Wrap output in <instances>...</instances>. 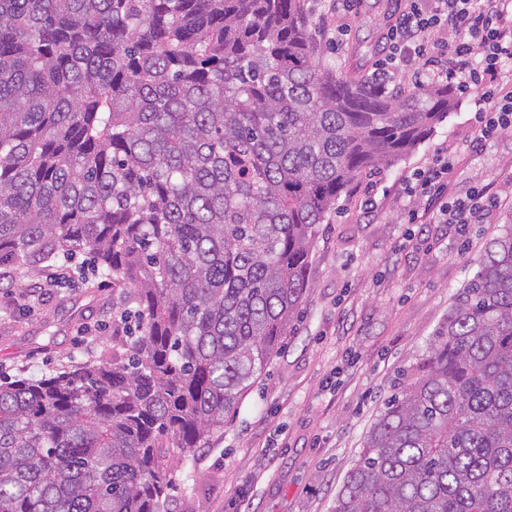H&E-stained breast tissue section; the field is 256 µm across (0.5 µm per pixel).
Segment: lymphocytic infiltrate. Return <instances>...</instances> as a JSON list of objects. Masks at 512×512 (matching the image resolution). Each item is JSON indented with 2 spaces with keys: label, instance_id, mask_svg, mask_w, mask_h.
<instances>
[{
  "label": "lymphocytic infiltrate",
  "instance_id": "lymphocytic-infiltrate-1",
  "mask_svg": "<svg viewBox=\"0 0 512 512\" xmlns=\"http://www.w3.org/2000/svg\"><path fill=\"white\" fill-rule=\"evenodd\" d=\"M384 61L375 72L395 79L423 61L420 79L448 82L483 101L475 127L482 141L512 127V0H402L384 35ZM454 158L438 153L415 173L405 191L448 224H482L496 201L487 187L460 198L449 195Z\"/></svg>",
  "mask_w": 512,
  "mask_h": 512
}]
</instances>
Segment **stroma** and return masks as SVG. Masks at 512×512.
Masks as SVG:
<instances>
[{
  "instance_id": "obj_1",
  "label": "stroma",
  "mask_w": 512,
  "mask_h": 512,
  "mask_svg": "<svg viewBox=\"0 0 512 512\" xmlns=\"http://www.w3.org/2000/svg\"><path fill=\"white\" fill-rule=\"evenodd\" d=\"M324 57L370 75L382 57L390 0H306ZM347 23L343 45L330 33ZM475 97H456L448 117L396 165L355 181L321 224L309 293L282 349L193 459L171 468L166 512H224L244 494L247 512H332L364 437L401 372L426 356L454 293L472 276L486 242L512 214V131L473 144ZM451 193L486 185L498 205L490 223L458 227L424 214L409 221L404 187L451 144ZM373 199L374 212L362 203ZM30 279L0 281V376L38 379L100 353L112 336V285L55 277L25 304Z\"/></svg>"
}]
</instances>
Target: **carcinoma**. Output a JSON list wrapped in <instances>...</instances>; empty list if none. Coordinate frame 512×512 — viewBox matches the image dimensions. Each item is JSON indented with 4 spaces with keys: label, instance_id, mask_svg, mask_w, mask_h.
<instances>
[{
    "label": "carcinoma",
    "instance_id": "cac0c4a2",
    "mask_svg": "<svg viewBox=\"0 0 512 512\" xmlns=\"http://www.w3.org/2000/svg\"><path fill=\"white\" fill-rule=\"evenodd\" d=\"M335 72L305 0H0V268L79 256L112 345L0 382V512H161L283 344L319 225L448 115ZM332 512H512V216Z\"/></svg>",
    "mask_w": 512,
    "mask_h": 512
}]
</instances>
